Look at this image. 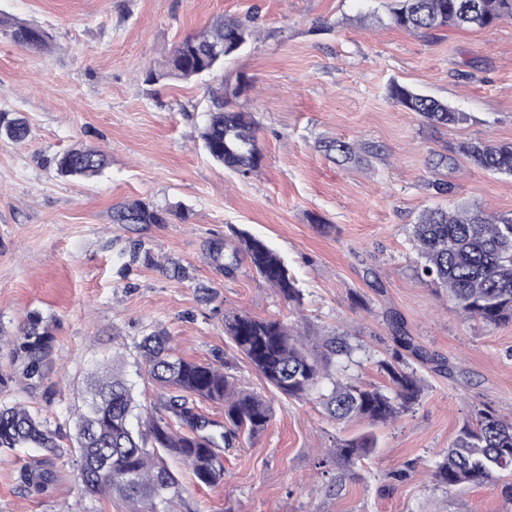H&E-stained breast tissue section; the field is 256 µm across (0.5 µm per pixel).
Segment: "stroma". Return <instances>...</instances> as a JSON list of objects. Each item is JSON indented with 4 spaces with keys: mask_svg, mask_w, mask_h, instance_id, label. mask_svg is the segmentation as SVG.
<instances>
[{
    "mask_svg": "<svg viewBox=\"0 0 512 512\" xmlns=\"http://www.w3.org/2000/svg\"><path fill=\"white\" fill-rule=\"evenodd\" d=\"M388 0H0V15L53 37L34 52L0 35V112L24 117V143L0 140V331L18 333L31 312L51 331L56 359L41 387L14 385L0 401L22 402L69 431L87 376L117 360L142 407L161 389L137 372L138 345L171 336L189 359L227 364L241 388L270 401L259 436L224 451V481L197 484L178 471V496L164 512H512L499 491L445 489L394 480L414 462L432 465L470 405L512 413V324L462 320L445 294L415 277L410 231L449 201L512 214V177L458 156L467 140L512 141V20L433 37L387 25ZM259 17L260 33L220 73L227 89L247 81L234 108L254 113L263 153L248 177L208 158L199 130L207 107L202 80L161 79L169 51L224 15ZM411 86L471 113L461 126L432 128L394 103L392 83ZM377 145L364 163L336 165L321 142ZM78 144L107 155L90 180L58 177L52 159ZM446 163H438V156ZM131 199L182 205L167 224H116ZM264 238L288 263L303 300L293 306L248 265L227 276L204 256L225 250L236 231ZM183 280L162 274L168 262ZM211 300L203 302L202 287ZM401 315L417 345L450 360L455 375L417 364L425 391L411 412L374 430L377 448L355 468L335 442L369 430L339 425L317 398L275 392L224 334L225 315L300 322L310 344L347 330L357 350L350 377L385 384L376 362L392 353L384 320ZM45 453H0V512H127L83 492L69 449L54 455L60 474L48 496L27 495L20 470Z\"/></svg>",
    "mask_w": 512,
    "mask_h": 512,
    "instance_id": "1",
    "label": "stroma"
}]
</instances>
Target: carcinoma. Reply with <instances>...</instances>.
I'll list each match as a JSON object with an SVG mask.
<instances>
[{
	"mask_svg": "<svg viewBox=\"0 0 512 512\" xmlns=\"http://www.w3.org/2000/svg\"><path fill=\"white\" fill-rule=\"evenodd\" d=\"M389 26L413 33L431 34L447 28L485 29L512 18V0H390ZM254 16L219 18L198 34L180 41L166 58L165 68L150 78L189 80L216 76L224 59L211 54L216 44L246 46L254 36ZM0 33L29 50L50 47L49 33L36 25L0 19ZM244 86L224 91V83L209 86L207 119L200 138L207 154L241 177L257 170L263 158L257 139V121L251 112L231 106ZM389 95L404 109L415 112L431 126L460 125L471 115L430 95L393 83ZM29 135L26 120L0 113V139L24 142ZM336 153V161H365L372 146L337 139L324 145ZM458 153L471 165L512 176V142H465ZM60 176L90 179L102 173L107 156L91 146L73 147L55 158ZM180 215V207L159 206L135 199L116 206L115 224H167ZM416 252L415 276L448 294V300L467 320L487 326L512 323V216L480 206L457 203L425 209L412 225ZM206 254L224 274L231 275L241 262L286 301L301 304V292L281 257L263 240L242 235L241 246L224 256V242L211 240ZM399 350L377 361L388 384L377 386L334 378L328 367L334 357L352 360L355 351L348 339L337 335L316 352L306 336L278 319L259 318L246 312L224 316V335L252 368L276 392L304 399L321 388V404L338 422L362 420L386 425L410 412L420 401L424 385L401 354L407 351L423 364L446 370L419 345L393 311L386 312ZM11 358L22 365L27 380H40L54 363V344L40 313L30 314L19 334L10 341ZM144 372L165 390L161 406L146 421L147 432L134 427L140 419L133 385L116 367L97 372L89 399L77 413L69 448L76 456L77 478L90 495L116 498L132 506V512H158V505L179 493V481L168 460L191 471L196 481L215 486L224 480L219 448L230 447L241 435L253 438L272 418L262 395L241 389L223 368L180 356L163 333H150L139 346ZM224 406V423L196 412V402ZM62 433L48 418L20 402L0 403V450L41 448L56 453ZM375 449V437L365 434L343 439L336 454L347 467ZM432 481L446 488L461 485L488 486L500 490L512 502V421L489 407L473 404L454 440L439 452L429 472ZM20 479L30 496L49 493L59 474L48 460L26 466Z\"/></svg>",
	"mask_w": 512,
	"mask_h": 512,
	"instance_id": "1",
	"label": "carcinoma"
}]
</instances>
